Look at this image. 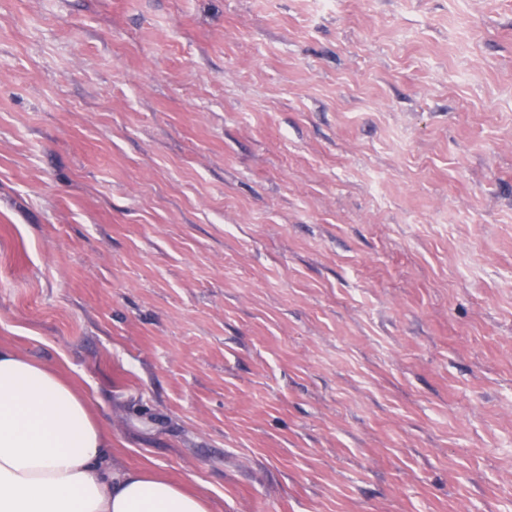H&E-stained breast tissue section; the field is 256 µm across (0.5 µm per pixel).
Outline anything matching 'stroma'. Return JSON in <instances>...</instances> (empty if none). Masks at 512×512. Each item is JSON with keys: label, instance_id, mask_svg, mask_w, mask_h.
Returning <instances> with one entry per match:
<instances>
[{"label": "stroma", "instance_id": "obj_1", "mask_svg": "<svg viewBox=\"0 0 512 512\" xmlns=\"http://www.w3.org/2000/svg\"><path fill=\"white\" fill-rule=\"evenodd\" d=\"M0 343L213 512H512V0H0Z\"/></svg>", "mask_w": 512, "mask_h": 512}]
</instances>
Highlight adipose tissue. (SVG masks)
<instances>
[{
  "label": "adipose tissue",
  "instance_id": "1",
  "mask_svg": "<svg viewBox=\"0 0 512 512\" xmlns=\"http://www.w3.org/2000/svg\"><path fill=\"white\" fill-rule=\"evenodd\" d=\"M207 494L112 459V437L58 370L0 343V512H211Z\"/></svg>",
  "mask_w": 512,
  "mask_h": 512
}]
</instances>
